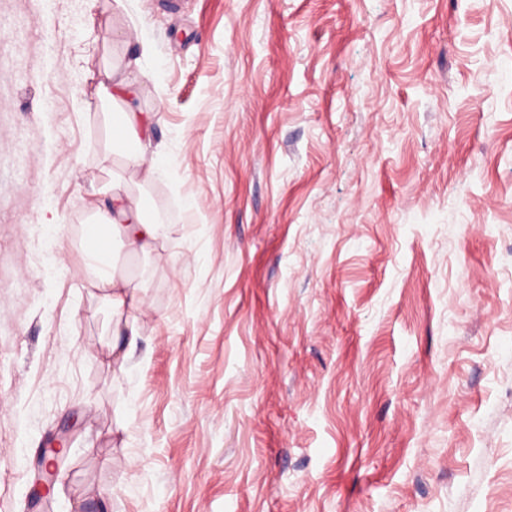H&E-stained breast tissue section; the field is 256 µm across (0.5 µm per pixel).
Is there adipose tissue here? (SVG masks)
I'll return each mask as SVG.
<instances>
[{
	"label": "adipose tissue",
	"mask_w": 512,
	"mask_h": 512,
	"mask_svg": "<svg viewBox=\"0 0 512 512\" xmlns=\"http://www.w3.org/2000/svg\"><path fill=\"white\" fill-rule=\"evenodd\" d=\"M135 92L119 72L107 73L101 87V103L108 106L106 121L112 128V143L101 162L109 164L113 155H120L129 169L145 170L147 178L162 175L166 163L159 155H147L144 144L152 138L156 116L137 111L133 104ZM103 198L96 205L86 228V256L94 269L92 287L103 290L104 301L115 321L112 325V354L127 358L137 337L134 324L123 320L127 311L141 310L144 299L130 288L127 279L118 275L106 262L113 241H120L131 252H149L162 237V226L147 216L144 203L130 193L106 184Z\"/></svg>",
	"instance_id": "adipose-tissue-1"
}]
</instances>
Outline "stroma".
I'll return each mask as SVG.
<instances>
[{"label":"stroma","mask_w":512,"mask_h":512,"mask_svg":"<svg viewBox=\"0 0 512 512\" xmlns=\"http://www.w3.org/2000/svg\"><path fill=\"white\" fill-rule=\"evenodd\" d=\"M112 67L161 179L99 164ZM114 175L170 214L120 365ZM42 464L52 512H512V0H0V512Z\"/></svg>","instance_id":"1"}]
</instances>
